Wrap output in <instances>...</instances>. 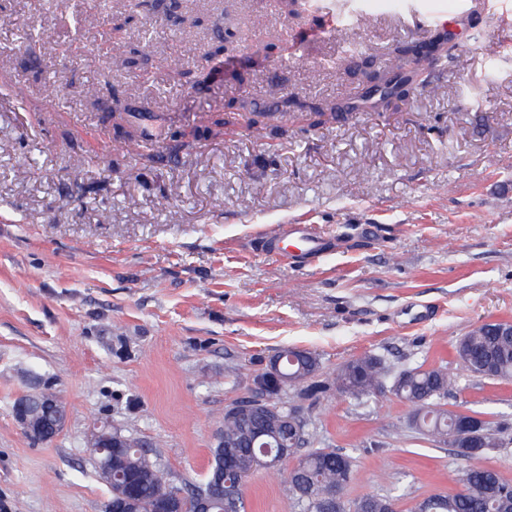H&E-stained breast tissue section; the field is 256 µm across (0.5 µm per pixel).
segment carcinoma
Wrapping results in <instances>:
<instances>
[{"label": "carcinoma", "instance_id": "1", "mask_svg": "<svg viewBox=\"0 0 512 512\" xmlns=\"http://www.w3.org/2000/svg\"><path fill=\"white\" fill-rule=\"evenodd\" d=\"M420 46L404 44L388 55L386 65L367 74V86L352 98V108L363 112H386L398 104L411 105L418 92L429 85L431 70L444 65L456 56L457 45L452 39L443 40L431 51L425 65L415 66ZM281 374L288 384L303 381L316 371V358L308 351L286 349ZM458 365L479 376H493L512 380V335L499 336L492 329L475 327L462 336L455 348ZM391 379L390 390L400 399L412 403L415 412L412 426L432 438H445L457 427L456 413L442 408L441 399L458 382L459 375L446 366L403 369L390 373L380 359L367 356L344 364L336 372V390L359 401L381 392L386 379ZM270 399L256 407L254 413L243 418L233 413L224 414V432L220 438L223 447L212 449V462L203 486L209 488L215 500L213 512H245L241 496L247 480L259 468H275L282 463L283 454L296 456L297 463L287 475L288 490L298 512H320V493L332 488L345 490L351 480L350 458L333 448H314L305 454L298 449L309 442V431L298 436L296 449L280 447L281 430L276 416L282 412L278 393L283 381L267 375L263 379ZM499 448L493 433L486 436L485 447L458 448V455L469 464L448 472V480L461 489L436 494L427 498L430 512H512V476L491 466L480 465L474 459ZM105 455L122 473L132 474L139 481V512H159L163 500L177 505L176 512H196V503L175 488L166 486L157 461L139 449L134 438H127V447ZM232 464L228 480L239 485L238 494L224 496V467ZM393 500L387 496L366 495L355 501L344 500L342 512H389Z\"/></svg>", "mask_w": 512, "mask_h": 512}]
</instances>
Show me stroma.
Returning a JSON list of instances; mask_svg holds the SVG:
<instances>
[{
  "label": "stroma",
  "instance_id": "obj_1",
  "mask_svg": "<svg viewBox=\"0 0 512 512\" xmlns=\"http://www.w3.org/2000/svg\"><path fill=\"white\" fill-rule=\"evenodd\" d=\"M176 2L173 23L148 0L105 15L97 0H0V502L105 512L102 427L157 457L168 485H201L225 410L261 397L289 347L319 370L280 398L316 447L351 459L347 499L409 512L448 493L456 447L418 434L393 394L361 403L333 376L366 355L448 366L472 328L512 321V0H481L451 30L461 55L414 106L319 125L282 100H349L355 59L383 65L466 0ZM340 8L369 21L335 32ZM117 23L120 49L103 50ZM146 25L158 34L133 70L122 48ZM100 84L118 98L89 97ZM258 110L276 134L253 135ZM122 135L135 150L113 152ZM286 224L311 225L323 256L272 250ZM41 385L67 409L44 443L13 416ZM444 404L485 415L501 447L480 462L512 472V381L462 372ZM244 493L246 512H294L284 471Z\"/></svg>",
  "mask_w": 512,
  "mask_h": 512
}]
</instances>
